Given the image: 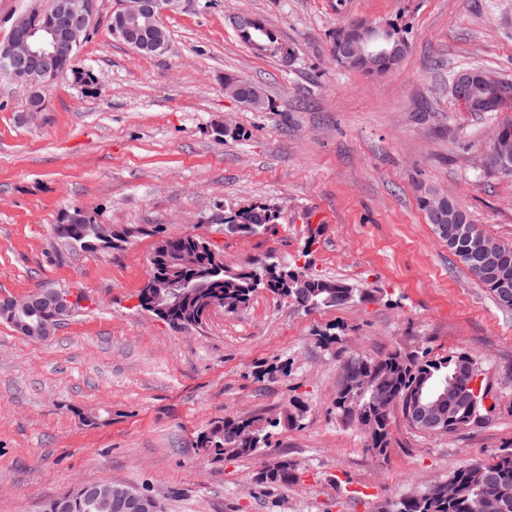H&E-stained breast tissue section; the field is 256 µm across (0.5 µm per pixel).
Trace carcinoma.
Returning a JSON list of instances; mask_svg holds the SVG:
<instances>
[{
  "instance_id": "carcinoma-1",
  "label": "carcinoma",
  "mask_w": 512,
  "mask_h": 512,
  "mask_svg": "<svg viewBox=\"0 0 512 512\" xmlns=\"http://www.w3.org/2000/svg\"><path fill=\"white\" fill-rule=\"evenodd\" d=\"M53 0H33L28 10L38 23H43L52 12ZM240 38L259 52H270L283 58L291 55L288 46L257 18L245 17L236 25ZM380 40L387 52L369 56H353L343 52L352 42L364 43L368 37V23L350 21L336 30L333 55L342 66L368 74H382L399 65L410 49L409 29L396 23L386 22L377 25ZM457 81L466 89L464 102L468 112H501L509 103L497 99L495 88L499 80L480 70H465L457 74ZM224 84L240 89L241 103L256 112L274 108V103L262 89L233 75L224 76ZM451 201L461 212L462 223L469 225L468 237L459 240L448 251L466 267L491 294L498 306L512 310V245L501 244L486 236L473 224L469 213L449 196L428 192L418 199L427 223L434 224L432 215L437 200ZM280 218L276 207L267 203H251L232 208L225 213L224 223L245 226L244 233L256 234L277 223ZM72 249L95 251L96 239L86 224L72 225V234L63 239ZM197 248L201 253V264L196 271L184 272L175 262L178 254L187 248ZM484 251L498 255V270L490 273L483 269L479 255ZM154 264L163 269L170 279L178 282L193 279L199 293L187 298L170 312L167 321L178 326L199 325L203 321V311L209 300L215 296L214 284L221 281L224 297V310L234 312L246 305L259 290L265 289L283 297L305 312L324 308L342 307L363 297L360 290L341 280H333L310 271V264L299 266L285 263L274 257L256 268L231 270L224 265L221 254L205 245V240L192 235L165 237L160 239L153 253ZM43 297L40 306L32 312L16 315L0 308V320L11 325L21 319L32 325L38 321V311L47 305L46 298L60 289L44 286L38 289ZM355 364L358 375L373 376L374 385L368 389L353 388L349 392L337 389L336 410L361 420L370 417L376 423L378 432L368 436V447L380 454L386 452L390 444L392 411L399 409L406 413L407 403L418 394L433 391L437 384L468 365L478 370L476 362L467 353H457L448 357L430 358L428 352L393 351L373 360L355 355L347 358ZM485 392H480L476 402L449 398L451 412L457 417L455 428L438 431L446 435L476 420L483 407ZM299 422L297 412L286 411L283 418L270 419L262 424L254 418L226 417L212 422L198 437V445L215 459L243 458L256 455L269 447L272 429L281 424L295 426ZM295 480V464L280 460L277 467L260 480L262 484L286 486ZM457 486L454 497H448L433 487L414 499H400L392 504L391 512H470L468 505L475 502L491 487H496L500 495L487 501L488 512H512V448H502L488 463L468 464L460 467L449 478ZM103 484L78 485L68 492L47 502L43 512H57L58 501L64 500L68 507L65 512H113L110 496L103 492Z\"/></svg>"
}]
</instances>
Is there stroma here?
Masks as SVG:
<instances>
[{
	"mask_svg": "<svg viewBox=\"0 0 512 512\" xmlns=\"http://www.w3.org/2000/svg\"><path fill=\"white\" fill-rule=\"evenodd\" d=\"M240 15L274 29L290 61L244 44ZM359 19L408 27L397 69L370 77L336 63L337 28ZM164 24L168 47L152 57L98 26L75 59L97 93L61 79L36 119L25 91L0 80V295L49 285L81 297L38 340L0 321V512H41L76 485L109 481L163 512H389L491 461L512 444V310L449 253L418 199L447 194L512 244V177L478 164L512 111L467 112L452 93L467 69L512 83V0H183ZM228 74L274 109L229 96ZM219 125L240 138L219 139ZM254 202L280 207L277 224L225 234V211ZM75 208L135 234L117 249L71 251L54 226ZM187 234L231 267L307 261L363 298L306 312L262 291L236 312L173 326L137 294L159 236ZM331 327L342 341L327 348L318 335ZM419 348L475 359L480 417L441 436L393 411L377 454L335 407L339 368L354 354ZM296 402L299 425L280 426L257 456L215 460L196 446L213 421H266ZM89 412L103 423L84 425ZM271 458L293 462L296 481L258 484Z\"/></svg>",
	"mask_w": 512,
	"mask_h": 512,
	"instance_id": "1",
	"label": "stroma"
}]
</instances>
